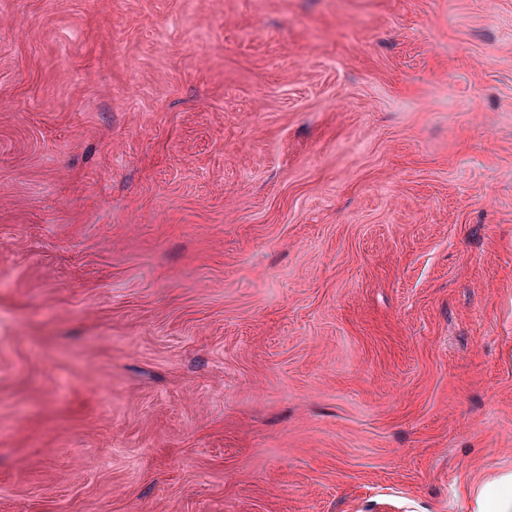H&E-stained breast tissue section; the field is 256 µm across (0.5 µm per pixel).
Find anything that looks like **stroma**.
I'll use <instances>...</instances> for the list:
<instances>
[{"instance_id":"35a3bbf8","label":"stroma","mask_w":512,"mask_h":512,"mask_svg":"<svg viewBox=\"0 0 512 512\" xmlns=\"http://www.w3.org/2000/svg\"><path fill=\"white\" fill-rule=\"evenodd\" d=\"M509 472L512 0H0V512Z\"/></svg>"}]
</instances>
